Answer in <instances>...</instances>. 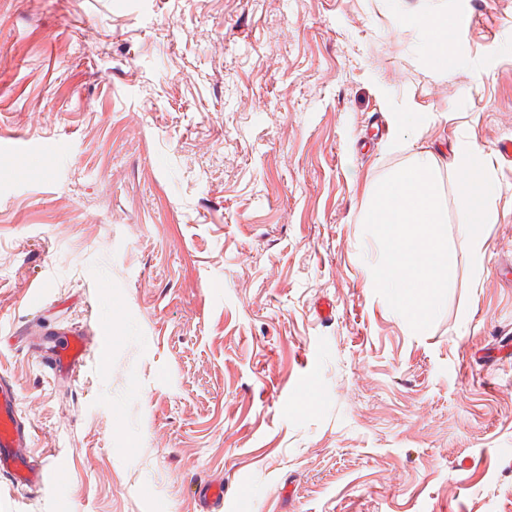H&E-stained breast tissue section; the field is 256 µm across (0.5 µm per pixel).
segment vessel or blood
<instances>
[{
  "mask_svg": "<svg viewBox=\"0 0 512 512\" xmlns=\"http://www.w3.org/2000/svg\"><path fill=\"white\" fill-rule=\"evenodd\" d=\"M85 338L71 333L61 345H49L39 355L52 372L76 374L83 363ZM32 440V427L24 422L18 410V396L11 379L0 375V474L12 477L25 486L48 480L52 472L34 466L27 450Z\"/></svg>",
  "mask_w": 512,
  "mask_h": 512,
  "instance_id": "obj_1",
  "label": "vessel or blood"
}]
</instances>
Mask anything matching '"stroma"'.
<instances>
[{"label": "stroma", "instance_id": "35a3bbf8", "mask_svg": "<svg viewBox=\"0 0 512 512\" xmlns=\"http://www.w3.org/2000/svg\"><path fill=\"white\" fill-rule=\"evenodd\" d=\"M464 18L446 69L412 13ZM494 157L413 332L373 288V87ZM512 0H0V373L57 469L0 512H512ZM79 330L78 379L34 342ZM115 342L107 356L95 343Z\"/></svg>", "mask_w": 512, "mask_h": 512}]
</instances>
